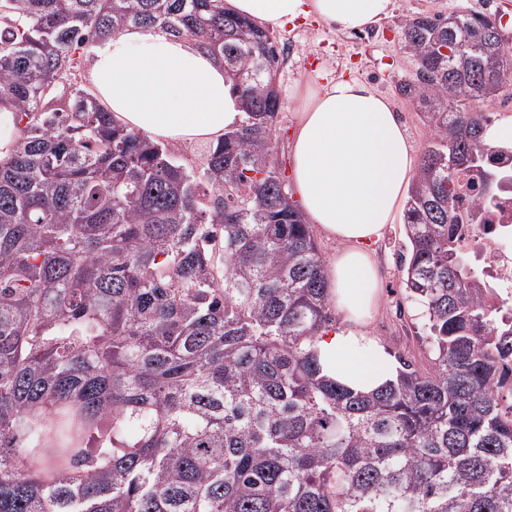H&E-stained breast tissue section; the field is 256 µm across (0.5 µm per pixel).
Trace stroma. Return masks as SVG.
Wrapping results in <instances>:
<instances>
[{
  "label": "stroma",
  "mask_w": 512,
  "mask_h": 512,
  "mask_svg": "<svg viewBox=\"0 0 512 512\" xmlns=\"http://www.w3.org/2000/svg\"><path fill=\"white\" fill-rule=\"evenodd\" d=\"M459 7L504 13V33L512 36V0H395L393 15L360 35L333 33L312 19H299L273 29L278 43L288 48V57L276 77L280 109L274 141L279 161L285 165L290 162L292 130L299 105L297 88H316L339 75L363 80L386 96L407 129L415 156H422L430 141L429 129L416 106L400 97L395 89L416 68L414 58L400 42V23L418 13H445ZM376 251L382 301L368 329L392 356L424 366L427 359L423 321L401 282V259L409 254L402 221L389 226Z\"/></svg>",
  "instance_id": "1"
}]
</instances>
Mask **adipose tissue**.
Here are the masks:
<instances>
[{
  "label": "adipose tissue",
  "instance_id": "1",
  "mask_svg": "<svg viewBox=\"0 0 512 512\" xmlns=\"http://www.w3.org/2000/svg\"><path fill=\"white\" fill-rule=\"evenodd\" d=\"M233 12L279 27L312 18L359 32L385 18L394 0H228ZM88 75L115 124L168 143L217 142L243 119L224 67L187 39L131 26L97 41ZM416 159L391 103L356 78L304 91L291 140V181L309 223L340 248L327 269L329 301L341 324L314 343L322 375L368 394L399 366L367 329L379 299L370 255L392 224Z\"/></svg>",
  "mask_w": 512,
  "mask_h": 512
}]
</instances>
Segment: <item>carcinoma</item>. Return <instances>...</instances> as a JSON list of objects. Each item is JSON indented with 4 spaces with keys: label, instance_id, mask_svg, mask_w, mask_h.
Masks as SVG:
<instances>
[{
    "label": "carcinoma",
    "instance_id": "obj_1",
    "mask_svg": "<svg viewBox=\"0 0 512 512\" xmlns=\"http://www.w3.org/2000/svg\"><path fill=\"white\" fill-rule=\"evenodd\" d=\"M160 26L244 111L199 167L112 123L77 50ZM397 92L431 140L402 269L430 363L364 395L326 378L325 264L275 152L288 56L224 0H0V512H512V318L458 243L489 195L482 109L512 86L496 13L405 20ZM17 131V117L14 112H0V161L6 160L12 153Z\"/></svg>",
    "mask_w": 512,
    "mask_h": 512
}]
</instances>
